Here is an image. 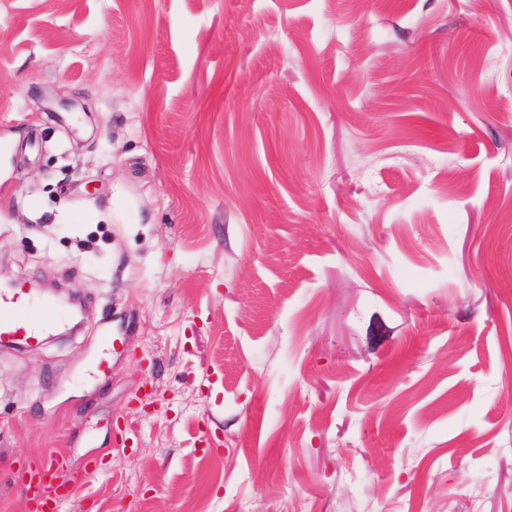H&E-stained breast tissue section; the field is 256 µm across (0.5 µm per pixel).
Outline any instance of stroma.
I'll return each mask as SVG.
<instances>
[{
    "mask_svg": "<svg viewBox=\"0 0 512 512\" xmlns=\"http://www.w3.org/2000/svg\"><path fill=\"white\" fill-rule=\"evenodd\" d=\"M0 275V512H512V0H0ZM18 284L0 288V346L37 348L65 323L67 311L55 297H38ZM101 344L105 350V356L100 357L95 364V372L98 377H103L109 370V360L112 354L118 353L123 349V342L120 337L112 336L111 333L105 332L101 336ZM68 459L55 455L39 462H24L16 471V479L30 502L33 512H60L59 506L71 495L70 486L60 482Z\"/></svg>",
    "mask_w": 512,
    "mask_h": 512,
    "instance_id": "obj_1",
    "label": "stroma"
}]
</instances>
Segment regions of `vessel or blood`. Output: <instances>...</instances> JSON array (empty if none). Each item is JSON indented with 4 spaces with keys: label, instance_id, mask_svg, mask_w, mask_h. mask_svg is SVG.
Instances as JSON below:
<instances>
[{
    "label": "vessel or blood",
    "instance_id": "vessel-or-blood-1",
    "mask_svg": "<svg viewBox=\"0 0 512 512\" xmlns=\"http://www.w3.org/2000/svg\"><path fill=\"white\" fill-rule=\"evenodd\" d=\"M66 317L65 306L58 298L37 296L22 283L0 288L1 347L37 348L46 336L64 324ZM101 344L105 354L95 364V374L99 377L108 372L110 355L123 348L121 338L108 332L103 334ZM67 466L65 456L55 455L18 467L16 479L30 502L32 512H60L61 502L71 495L69 485L60 480Z\"/></svg>",
    "mask_w": 512,
    "mask_h": 512
}]
</instances>
